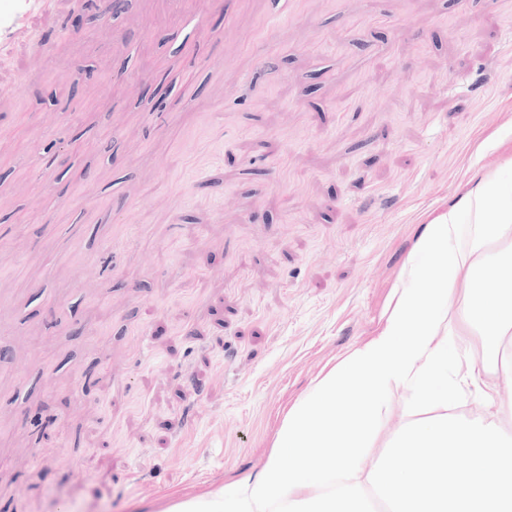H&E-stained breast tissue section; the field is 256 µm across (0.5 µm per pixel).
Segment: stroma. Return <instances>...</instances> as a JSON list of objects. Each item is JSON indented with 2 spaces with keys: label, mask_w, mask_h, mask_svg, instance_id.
I'll return each mask as SVG.
<instances>
[{
  "label": "stroma",
  "mask_w": 512,
  "mask_h": 512,
  "mask_svg": "<svg viewBox=\"0 0 512 512\" xmlns=\"http://www.w3.org/2000/svg\"><path fill=\"white\" fill-rule=\"evenodd\" d=\"M511 157L512 0H0V512L257 471Z\"/></svg>",
  "instance_id": "1"
}]
</instances>
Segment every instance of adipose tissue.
Returning <instances> with one entry per match:
<instances>
[{
    "instance_id": "adipose-tissue-1",
    "label": "adipose tissue",
    "mask_w": 512,
    "mask_h": 512,
    "mask_svg": "<svg viewBox=\"0 0 512 512\" xmlns=\"http://www.w3.org/2000/svg\"><path fill=\"white\" fill-rule=\"evenodd\" d=\"M512 181L474 177L417 238L380 333L319 379L283 421L256 474L178 512H512V399L468 343L512 374ZM492 413L457 414L470 393ZM407 420L370 470L388 407ZM466 460L448 474V458ZM495 478H488V469Z\"/></svg>"
}]
</instances>
